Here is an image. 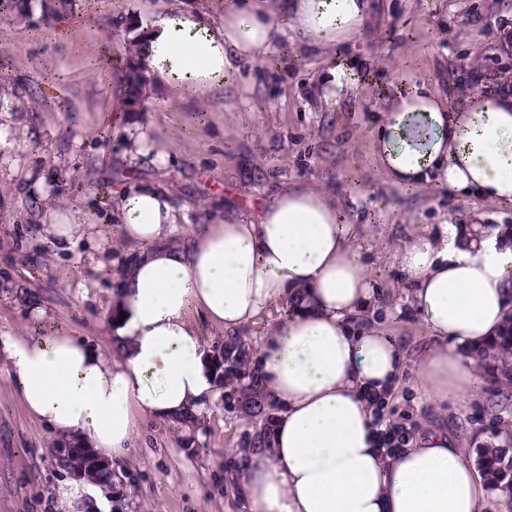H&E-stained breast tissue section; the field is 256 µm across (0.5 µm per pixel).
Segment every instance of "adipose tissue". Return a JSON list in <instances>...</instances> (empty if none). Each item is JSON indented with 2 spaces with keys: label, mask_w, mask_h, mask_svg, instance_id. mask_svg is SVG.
<instances>
[{
  "label": "adipose tissue",
  "mask_w": 512,
  "mask_h": 512,
  "mask_svg": "<svg viewBox=\"0 0 512 512\" xmlns=\"http://www.w3.org/2000/svg\"><path fill=\"white\" fill-rule=\"evenodd\" d=\"M370 0H176L141 27L138 66L148 89L198 105L222 93L242 64H268L282 40L297 59L329 57L319 79L325 104L358 72L341 50L363 32ZM372 150L387 190L435 186L455 197L512 201V89L471 94L459 110L447 98L395 76ZM132 100L112 93L104 116L123 123L127 152L165 164L139 129L126 126ZM42 231L68 243L93 228L80 206L39 200ZM108 220L138 253L118 268L108 319L110 353L58 331L0 340L27 413L55 441L78 440L108 461L125 457L143 421L202 414L216 386L202 324L228 337L286 305L265 329L253 366L274 416L270 442L239 455L229 480L249 512H488L486 483L447 434L401 448L383 445L376 423L403 356L376 329L353 328L377 313L374 278L336 194L305 184L275 191L250 213H209L187 223L165 187L123 180L110 192ZM413 305L433 340L419 357L432 400L475 391L473 349L512 314V247L493 233L472 236L443 223L414 231L396 253Z\"/></svg>",
  "instance_id": "obj_1"
}]
</instances>
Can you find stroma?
<instances>
[{
	"label": "stroma",
	"mask_w": 512,
	"mask_h": 512,
	"mask_svg": "<svg viewBox=\"0 0 512 512\" xmlns=\"http://www.w3.org/2000/svg\"><path fill=\"white\" fill-rule=\"evenodd\" d=\"M175 0H14L0 24V78L16 81L26 102L21 132L0 147V336H44L66 331L109 350L107 319L115 265L131 248L110 227L104 249L113 269H97L82 247L63 253L37 245L29 218L33 196L57 204L108 207L97 186L138 175L165 184L189 213L182 232L203 224L222 200L242 212L278 185L301 181L339 195L355 192L350 210L372 230L363 247L375 264V283L390 314L382 328L397 342L406 368L384 407V417L409 436L448 431L468 457L478 448L512 443V385L482 376L466 400L431 402L415 362L429 336L406 298L394 255L415 224L460 223L480 213L489 226L512 225V204L462 201L427 187L411 194L380 191L371 133L396 73H404L449 99L476 92L477 68L512 77V54H500L503 26H512V0H378L373 18L350 55L365 81L338 92L332 106L312 99L314 79L326 62H297L289 43L277 47L263 76L244 71L202 109L160 106L135 112L132 125L154 147L173 149L166 169L122 157V136L100 120L112 100V77H95L103 58L124 53L140 16L163 12ZM79 16L76 39L56 40V16ZM77 102L69 124L54 113L58 102ZM40 304L47 315L35 318ZM260 426L224 388H216L201 423L192 430L170 421L148 423L141 441L112 468V512H245L241 493L225 481L238 463L236 448ZM51 433L26 412L0 355V512H68L56 493L63 482L49 449Z\"/></svg>",
	"instance_id": "1"
}]
</instances>
